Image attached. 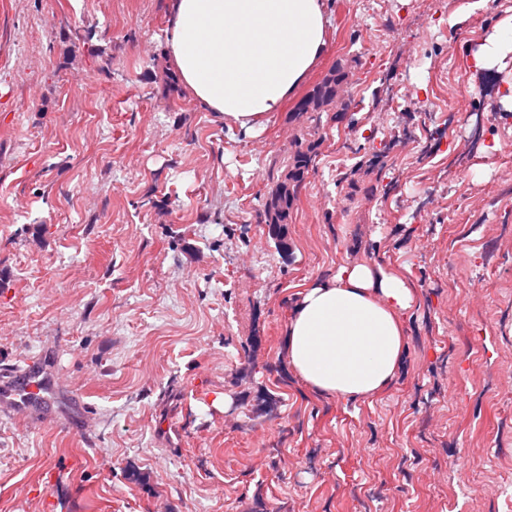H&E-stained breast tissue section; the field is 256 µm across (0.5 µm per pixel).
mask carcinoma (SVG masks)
I'll use <instances>...</instances> for the list:
<instances>
[{"label": "carcinoma", "mask_w": 512, "mask_h": 512, "mask_svg": "<svg viewBox=\"0 0 512 512\" xmlns=\"http://www.w3.org/2000/svg\"><path fill=\"white\" fill-rule=\"evenodd\" d=\"M349 71L344 67L333 68L330 73L316 84L301 102L310 106L311 111L320 112L335 105L340 100L338 88L348 83ZM320 139L295 141L294 150L283 158L281 175L272 188L264 205L265 221L271 224H286L295 201L298 199L300 186L309 167L316 156Z\"/></svg>", "instance_id": "obj_1"}]
</instances>
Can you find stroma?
<instances>
[{"instance_id": "35a3bbf8", "label": "stroma", "mask_w": 512, "mask_h": 512, "mask_svg": "<svg viewBox=\"0 0 512 512\" xmlns=\"http://www.w3.org/2000/svg\"><path fill=\"white\" fill-rule=\"evenodd\" d=\"M328 10L304 88L345 65L348 109L319 114L284 253L295 102L246 135L174 87L170 0H0V368L56 379L0 413V512H512V116L468 64L512 0ZM367 260L419 295L402 367L310 394L299 294ZM320 138L296 140L294 150L283 158L281 175L264 205L265 222L288 224L290 210L298 199L300 186L316 156Z\"/></svg>"}]
</instances>
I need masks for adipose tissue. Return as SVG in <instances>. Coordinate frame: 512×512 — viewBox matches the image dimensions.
I'll use <instances>...</instances> for the list:
<instances>
[{
  "mask_svg": "<svg viewBox=\"0 0 512 512\" xmlns=\"http://www.w3.org/2000/svg\"><path fill=\"white\" fill-rule=\"evenodd\" d=\"M327 0H171L165 44L184 90L225 125L252 135L281 111L324 55ZM512 55V19L470 56L474 70ZM418 300L399 272L346 263L306 286L288 321L289 367L312 394L355 402L382 394L400 367Z\"/></svg>",
  "mask_w": 512,
  "mask_h": 512,
  "instance_id": "adipose-tissue-1",
  "label": "adipose tissue"
}]
</instances>
